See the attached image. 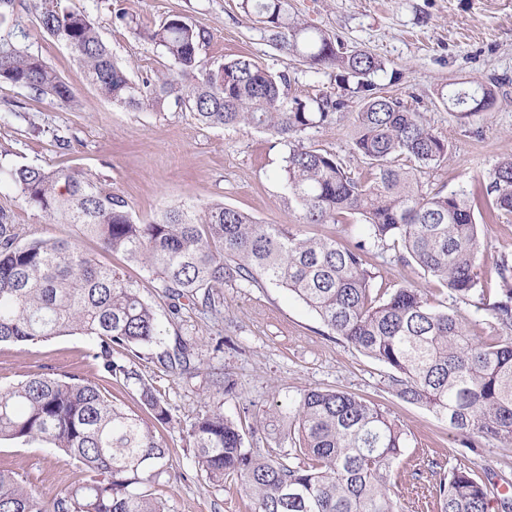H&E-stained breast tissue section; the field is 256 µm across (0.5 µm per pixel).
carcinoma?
<instances>
[{"label":"carcinoma","instance_id":"cac0c4a2","mask_svg":"<svg viewBox=\"0 0 512 512\" xmlns=\"http://www.w3.org/2000/svg\"><path fill=\"white\" fill-rule=\"evenodd\" d=\"M286 0H243L280 51L311 65H333L356 79L363 99L353 113V150L369 161L363 177L336 156L307 146L302 134L336 121L346 100L323 91L288 100L289 78L273 75L248 57L216 69L199 58L208 33L175 17L148 32L177 66L134 81L99 37L89 16L44 0L39 23L83 67L88 82L111 103L161 108L169 98L212 127L247 126L291 144L283 168L288 198L304 224L362 221L361 239L345 247L331 238L306 237L288 224H261L210 201L162 209L138 222L121 197L84 172L21 165L6 171L18 195L49 224H72L162 282L171 308L183 301L211 310L216 288L241 278L293 292L336 335L393 370L391 387L404 402L423 405L448 420L468 448L482 439L512 445V260L494 267L495 288L483 287L476 264L480 224L475 198L464 189L422 193L416 172L448 158V144L421 113L384 94L369 77L381 60L344 52L321 30L288 16ZM0 80L72 108L77 92L40 57L0 35ZM448 110L462 117L489 111L485 87L446 94ZM405 157L412 168L396 165ZM487 216L512 214V154L486 176ZM392 241L399 260L443 283L459 299L493 295L486 304L501 333L474 336L457 313L429 306L420 288L374 293L365 267L367 245ZM81 334L95 341L92 358L109 376L135 380L139 398L160 424L171 422L167 403L136 370L113 359V348L134 352L162 344L164 331L139 289L84 253L74 241L32 238L0 210V343L36 344ZM192 345L178 340L159 361L191 369ZM291 440V452L260 455L245 447L239 423L217 410L191 426L197 470L221 486L237 480L252 512H404L390 474L404 456L405 430L371 401L341 390L312 389L301 398L295 424L273 430ZM48 444L76 461L85 474L45 500L0 468V512H167L152 487L170 466L171 450L142 418L111 404L99 385L76 375L36 372L0 393V441ZM487 484L454 467L439 480L437 512H489Z\"/></svg>","mask_w":512,"mask_h":512}]
</instances>
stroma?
<instances>
[{"label":"stroma","mask_w":512,"mask_h":512,"mask_svg":"<svg viewBox=\"0 0 512 512\" xmlns=\"http://www.w3.org/2000/svg\"><path fill=\"white\" fill-rule=\"evenodd\" d=\"M90 16L115 61L136 79L172 70L148 31L177 16L210 35L200 57L215 68L238 56L252 58L271 73H288L289 98L308 100L327 90L347 101L348 116L311 128L305 145L336 156L353 175L365 174V159L351 148L349 115L360 99L349 91L344 71L313 66L279 51L261 26L243 11L241 0H63ZM42 0H16L14 21L22 44L79 91L76 108H64L29 89L0 81V168L20 165L70 167L122 197L133 216L152 221L167 206L212 200L243 211L262 224H299L303 234L351 245L359 218L339 224H300L283 181L287 142L248 127L201 124L184 105L168 101L160 109L113 105L90 86L83 68L38 23ZM291 16L318 28L350 50H365L384 64L373 81L383 92L408 101L448 143V159L418 178L423 192L478 191L480 181L503 155L512 153V0H287ZM126 20H118V13ZM490 87L496 102L490 115L460 118L442 96L449 84ZM0 209L23 235L76 236L67 224H47L26 205L7 177H0ZM84 252L133 283L152 304L168 341L194 343L190 371L160 363L159 347L132 354L115 348L122 364L151 379L173 421L158 428L171 450L172 467L157 487L169 512H251L237 481L223 486L197 471L190 425L215 409L240 419L244 444L265 454L276 442L264 430L268 417L288 428L309 390H343L374 402L408 435V465L390 477L406 501L429 496L437 470L470 469L489 489L512 482V448L485 442L463 448L447 421L428 408L400 400L392 391L391 370L332 333L320 317L287 290L241 279L225 281L224 304L211 312L190 306L172 314L160 280L122 254L102 252L98 242L79 237ZM512 258V216L483 225L477 258L482 279H490L501 257ZM376 287L411 285L427 291L430 306L458 312L472 332L491 335L493 321L480 297L459 300L446 287L398 261L392 245L372 246L365 257ZM93 342L82 335L58 336L37 344H0V389L41 371L93 378L99 368ZM234 394L220 396L219 387ZM30 486L52 494L82 478L73 460L43 444L0 443V466Z\"/></svg>","instance_id":"obj_1"}]
</instances>
